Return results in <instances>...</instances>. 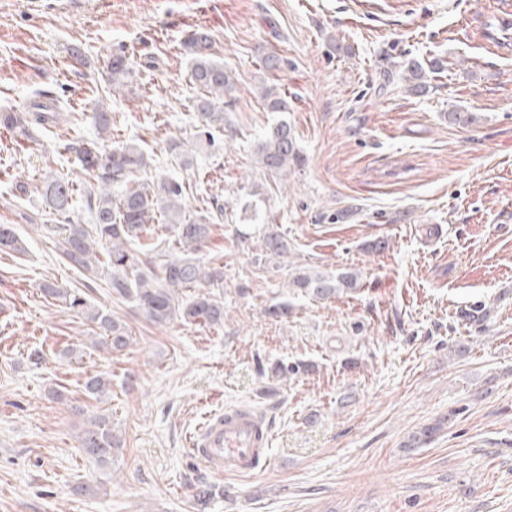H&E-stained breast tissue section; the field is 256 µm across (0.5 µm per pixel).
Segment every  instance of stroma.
<instances>
[{
  "instance_id": "obj_1",
  "label": "stroma",
  "mask_w": 512,
  "mask_h": 512,
  "mask_svg": "<svg viewBox=\"0 0 512 512\" xmlns=\"http://www.w3.org/2000/svg\"><path fill=\"white\" fill-rule=\"evenodd\" d=\"M507 14L512 0H0V112L36 90L72 108L32 141L0 128V224L28 244L0 253V512H512V51L485 30ZM199 27L236 91L214 150L184 167L170 147L197 133L182 42ZM119 49L131 94L107 79ZM433 57L445 69L426 92L382 79ZM271 84L305 159L277 179L255 162ZM96 108L113 140L141 146L144 179L183 174L193 213L223 204L197 253L224 270L223 325L152 324L37 226L47 176L85 182L64 146L93 136ZM251 193L288 243L274 269L235 218ZM299 266L355 271L358 287L291 295ZM47 282L125 324L131 345L91 348V324ZM284 300L287 316L268 314ZM301 360L312 370L269 372ZM96 373L112 380L99 400L83 387ZM241 405L270 424L269 462L220 476L188 438ZM96 414L122 439L106 467L77 450ZM204 483L216 492L202 500Z\"/></svg>"
}]
</instances>
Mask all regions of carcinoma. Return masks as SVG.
<instances>
[{
  "label": "carcinoma",
  "mask_w": 512,
  "mask_h": 512,
  "mask_svg": "<svg viewBox=\"0 0 512 512\" xmlns=\"http://www.w3.org/2000/svg\"><path fill=\"white\" fill-rule=\"evenodd\" d=\"M191 55V82L200 90L195 103L198 119L196 140L212 145L214 134L224 130V99L233 96L236 83L231 70L224 63L211 57V34L202 28L192 31L184 40ZM442 63L432 61L429 69L417 63H394L383 72L410 82L408 89L421 93L427 89L426 72L440 70ZM112 85L123 87L131 82L132 62L124 51L112 55L107 65ZM261 97L269 112L288 111V101L276 88L262 90ZM68 110V103L58 99L51 104L43 102V95H32L24 111L1 112L0 126L15 137L32 139L36 132L48 129L61 112ZM96 134L91 138H77L64 149L75 154L82 171L89 177L83 186L84 207L89 223L77 224L71 215L74 193L73 181L65 176H55L42 185L44 209L53 216L50 232L61 237L59 249L64 260L75 269L96 276L101 261L97 247L107 243V264L112 269L111 288L119 296L136 304L156 325H166L177 318L200 322L209 326L224 323V301L212 289L224 287V271L199 263L193 254L206 242L211 225L224 216V206L215 205V211H204L196 216L186 211V186L178 178H164L148 183L139 178L147 162L142 149L134 143L110 141L112 115L96 112L92 117ZM257 163L269 176L277 177L290 168H299L303 156L296 146L288 121L280 119L259 137L256 149ZM241 211L246 219L260 223L258 238L263 253L271 257L287 254V243L274 225L262 220L259 212L249 202ZM175 227L177 244L183 255L157 251L151 245L142 246L141 255L130 252L128 245L139 238L146 225L158 219ZM0 251L24 254L27 245L13 224H0ZM288 287L315 299H327L339 292L357 287V276L352 271L338 273L302 268L288 279ZM197 292L185 295L184 290ZM50 298L62 302L67 309L81 311L93 324L105 332L104 341L93 340L90 345L121 351L131 344L125 328L101 310L86 306L81 295L64 291L53 284L42 285ZM112 380L101 375L86 378L84 389L93 397L109 393ZM120 440L112 430L108 417L98 414L88 419L78 437L80 452L96 463L106 466L112 462Z\"/></svg>",
  "instance_id": "obj_1"
}]
</instances>
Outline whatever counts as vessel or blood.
<instances>
[{"label":"vessel or blood","instance_id":"b4317fda","mask_svg":"<svg viewBox=\"0 0 512 512\" xmlns=\"http://www.w3.org/2000/svg\"><path fill=\"white\" fill-rule=\"evenodd\" d=\"M267 434L256 413L234 408L211 417L191 447L195 456L216 472L244 475L257 467Z\"/></svg>","mask_w":512,"mask_h":512}]
</instances>
